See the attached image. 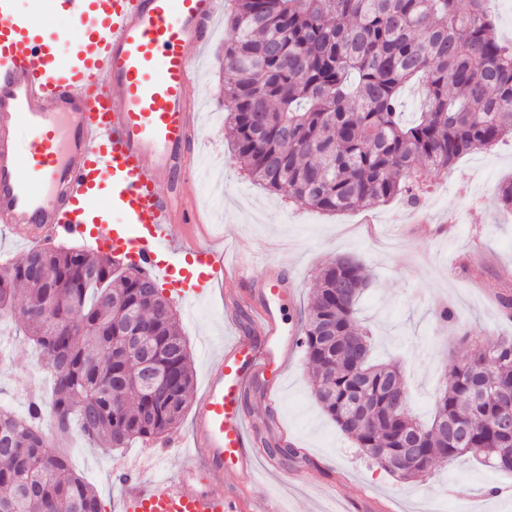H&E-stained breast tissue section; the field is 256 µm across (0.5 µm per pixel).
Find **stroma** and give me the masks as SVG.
Instances as JSON below:
<instances>
[{"label": "stroma", "instance_id": "35a3bbf8", "mask_svg": "<svg viewBox=\"0 0 512 512\" xmlns=\"http://www.w3.org/2000/svg\"><path fill=\"white\" fill-rule=\"evenodd\" d=\"M228 27L217 19L202 51V66L190 90L204 112L194 156L196 176L183 193L186 202L208 212L212 241L233 255L240 237L256 242L287 239L280 255L294 289L283 301L286 325L300 320L322 267L351 253L369 273L359 317L375 340V355L403 366L411 411L429 418L450 361L477 346L512 336L491 299L500 282L512 287V213L498 209L501 183L512 177V140L462 157L451 170L433 173L422 187L423 207L396 199L374 208L328 215L288 202L244 179L225 138L220 62ZM194 370V393H201L208 366L234 326L217 295L187 304L173 300ZM453 310L455 322L439 320ZM49 362L20 338L0 353V406L27 410L32 385H46ZM244 410L259 436L304 448L306 460L256 461L253 478L225 474L224 487L261 498L284 512H512V471L492 469L464 456L436 464L422 481L401 482L362 455L353 441L321 410L312 390V372L303 353L289 362L268 407L262 387L249 390ZM75 473L98 492L103 512H119L110 472L121 462H143L140 444L111 450L75 434L56 442Z\"/></svg>", "mask_w": 512, "mask_h": 512}]
</instances>
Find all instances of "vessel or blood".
Wrapping results in <instances>:
<instances>
[{"label":"vessel or blood","instance_id":"obj_1","mask_svg":"<svg viewBox=\"0 0 512 512\" xmlns=\"http://www.w3.org/2000/svg\"><path fill=\"white\" fill-rule=\"evenodd\" d=\"M80 23L66 46L17 0H0V224L29 246L81 238L132 258L175 287L185 302L226 281L224 310L250 304L253 325L236 331L210 363L189 446L199 463L177 475L143 478L114 468L123 512H242L224 474L250 475L260 453L242 398L274 388L288 368L295 331L280 316L291 295L271 245L262 284L237 239L236 263L198 240L200 216L183 185L198 136L187 89L223 0H53ZM96 193L111 231L89 222Z\"/></svg>","mask_w":512,"mask_h":512}]
</instances>
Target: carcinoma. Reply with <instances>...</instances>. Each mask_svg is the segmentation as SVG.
Returning <instances> with one entry per match:
<instances>
[{"instance_id": "carcinoma-1", "label": "carcinoma", "mask_w": 512, "mask_h": 512, "mask_svg": "<svg viewBox=\"0 0 512 512\" xmlns=\"http://www.w3.org/2000/svg\"><path fill=\"white\" fill-rule=\"evenodd\" d=\"M224 41V111L234 156L264 189L328 213L395 198L419 203L422 178L512 136V45L494 33L487 0H234ZM424 88L402 118L401 90ZM363 263L324 266L296 345L324 412L375 464L402 481L471 455L512 470V437L492 428L512 406V337L448 366L430 421H418L401 371L370 358L358 318ZM56 300L46 316L47 299ZM50 361L51 395L28 416L0 407V512H102L41 427L125 448L176 428L190 403L192 360L161 287L109 253L47 247L0 265V315ZM151 371L157 388L144 386ZM466 428L460 444L451 426ZM417 440L402 456L403 438ZM274 458L305 457L283 440Z\"/></svg>"}]
</instances>
